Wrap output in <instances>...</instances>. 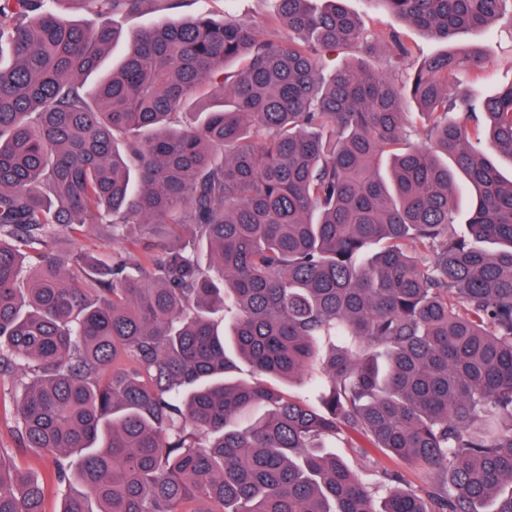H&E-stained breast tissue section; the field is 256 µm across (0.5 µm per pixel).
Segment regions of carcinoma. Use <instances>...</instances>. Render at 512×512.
Wrapping results in <instances>:
<instances>
[{
	"label": "carcinoma",
	"mask_w": 512,
	"mask_h": 512,
	"mask_svg": "<svg viewBox=\"0 0 512 512\" xmlns=\"http://www.w3.org/2000/svg\"><path fill=\"white\" fill-rule=\"evenodd\" d=\"M59 2L0 0V367L27 379L21 448L58 455L48 479L0 455V512H43L73 473L61 512H512V84L448 92L486 68L455 38L512 25V0H374L448 45L422 58L345 0H277L260 36L163 16L179 0H75L162 13L91 88L118 36ZM382 45L404 80L335 63ZM239 360L289 383L320 365L323 410ZM344 431L430 488L375 507Z\"/></svg>",
	"instance_id": "carcinoma-1"
}]
</instances>
